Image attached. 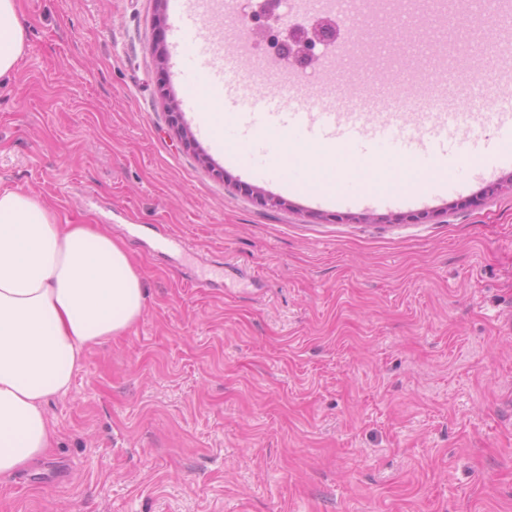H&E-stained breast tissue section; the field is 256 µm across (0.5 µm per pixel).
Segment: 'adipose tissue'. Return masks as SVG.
<instances>
[{"label":"adipose tissue","instance_id":"adipose-tissue-1","mask_svg":"<svg viewBox=\"0 0 512 512\" xmlns=\"http://www.w3.org/2000/svg\"><path fill=\"white\" fill-rule=\"evenodd\" d=\"M27 49L17 0H0V82ZM289 165L307 187L335 191L340 179L369 193L422 189L446 177L391 160L340 164L341 146L285 140ZM146 288L119 241L92 224H64L40 198L0 188V477L45 453L53 432L44 412L71 389L86 350L124 335L145 311Z\"/></svg>","mask_w":512,"mask_h":512}]
</instances>
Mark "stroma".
<instances>
[{
  "mask_svg": "<svg viewBox=\"0 0 512 512\" xmlns=\"http://www.w3.org/2000/svg\"><path fill=\"white\" fill-rule=\"evenodd\" d=\"M28 50L0 85V187L122 241L147 288L127 334L92 346L50 398L45 456L0 478V512H512V165L461 138L458 186L358 206L249 175L195 119L164 0H18ZM380 38L408 66L363 84L339 52L317 93L371 92L393 113L498 82L486 40L445 65L429 5ZM252 51L247 84L287 91ZM176 111H169V103ZM192 142L177 134L174 112ZM278 199L275 207L256 193Z\"/></svg>",
  "mask_w": 512,
  "mask_h": 512,
  "instance_id": "35a3bbf8",
  "label": "stroma"
}]
</instances>
